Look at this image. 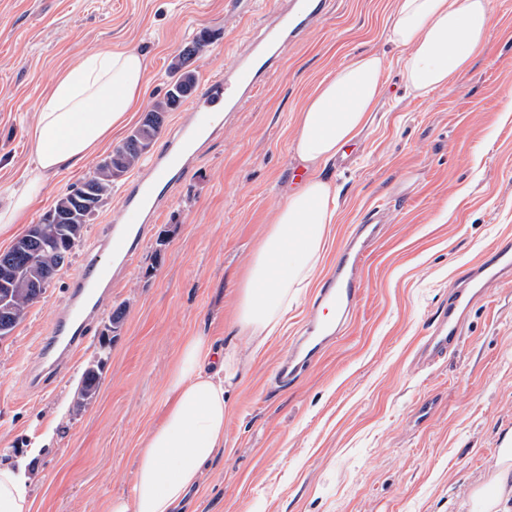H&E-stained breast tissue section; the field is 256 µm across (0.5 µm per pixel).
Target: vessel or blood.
Instances as JSON below:
<instances>
[{"instance_id":"1","label":"vessel or blood","mask_w":512,"mask_h":512,"mask_svg":"<svg viewBox=\"0 0 512 512\" xmlns=\"http://www.w3.org/2000/svg\"><path fill=\"white\" fill-rule=\"evenodd\" d=\"M286 2V8L272 11L261 25V34L237 52L224 72L204 80L188 104L189 119L178 125L175 137L167 140L148 166L127 184L122 213L99 242L100 249L112 251L116 264L111 268L103 266L97 252L87 253L71 281L67 303L56 311L37 349L38 363L29 371L32 388H40L58 366L77 358L92 324L101 314V298L111 290L118 273L134 260L150 224L171 199L194 158L221 129V114L238 111L264 87L289 46L310 33L327 5V0ZM381 215V209H374L361 224L354 226L319 290L309 321L277 369L276 383L293 384L322 358L347 327L363 291L360 270L369 247L382 231ZM509 274L512 247L505 244L493 248L491 260L471 265L450 292L448 308L440 314L431 336L422 343V355L429 359L446 357L457 344L462 317L482 295L486 284Z\"/></svg>"}]
</instances>
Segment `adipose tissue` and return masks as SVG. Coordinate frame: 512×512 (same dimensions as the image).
Here are the masks:
<instances>
[{"label":"adipose tissue","instance_id":"ef3b65f1","mask_svg":"<svg viewBox=\"0 0 512 512\" xmlns=\"http://www.w3.org/2000/svg\"><path fill=\"white\" fill-rule=\"evenodd\" d=\"M491 0H396L388 37L405 51L402 73L418 96L451 85L484 49ZM385 59L362 54L319 83L297 116L293 152L310 178L284 192L271 226L255 250L238 290L233 318L238 335L262 347L280 329L303 289L311 287L336 222V192L319 169L355 142L385 87ZM148 61L137 50L102 48L60 70L30 137V161L0 195V234L43 193L61 169L86 162L138 108ZM238 345L214 346L187 337L167 380L160 418L142 435L129 493L107 500L105 512H180L205 467L224 451L225 395L244 374ZM26 456L0 466V512H32ZM470 512H512V438L491 462L487 482L473 490Z\"/></svg>","mask_w":512,"mask_h":512}]
</instances>
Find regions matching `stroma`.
<instances>
[{"mask_svg": "<svg viewBox=\"0 0 512 512\" xmlns=\"http://www.w3.org/2000/svg\"><path fill=\"white\" fill-rule=\"evenodd\" d=\"M395 0H330L312 36L291 46L263 91L224 126L177 186L124 279L102 302L81 353L33 390L26 363L87 249L122 205V184L86 225L70 262L0 341V465L43 434L31 461L33 512H103L134 479L138 438L159 418L183 337L236 342L248 359L227 394L224 456L184 512H468L473 486L512 435V280L490 283L469 310L458 349L420 364L418 350L468 267L512 241V0H492L486 47L448 88L404 91L401 48L387 38ZM275 0H0V192L34 145L28 130L59 69L102 46L149 58L141 111L169 88L168 65L206 29L194 67L223 71ZM386 56L385 89L357 142L322 170L336 187L329 272L353 224L391 208L365 264L367 288L347 335L296 385L270 383L316 291L308 288L280 335L254 350L230 331L236 286L296 168L292 140L306 96L347 58ZM90 158L45 187L7 250ZM120 313L110 326L112 313ZM100 365L94 398L77 400Z\"/></svg>", "mask_w": 512, "mask_h": 512, "instance_id": "stroma-1", "label": "stroma"}]
</instances>
